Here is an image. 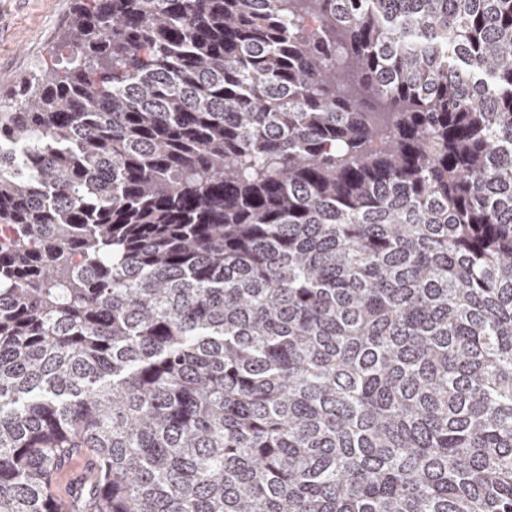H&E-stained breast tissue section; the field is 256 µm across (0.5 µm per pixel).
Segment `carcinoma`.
<instances>
[{"mask_svg":"<svg viewBox=\"0 0 512 512\" xmlns=\"http://www.w3.org/2000/svg\"><path fill=\"white\" fill-rule=\"evenodd\" d=\"M0 106V512H512V0H77Z\"/></svg>","mask_w":512,"mask_h":512,"instance_id":"cac0c4a2","label":"carcinoma"}]
</instances>
